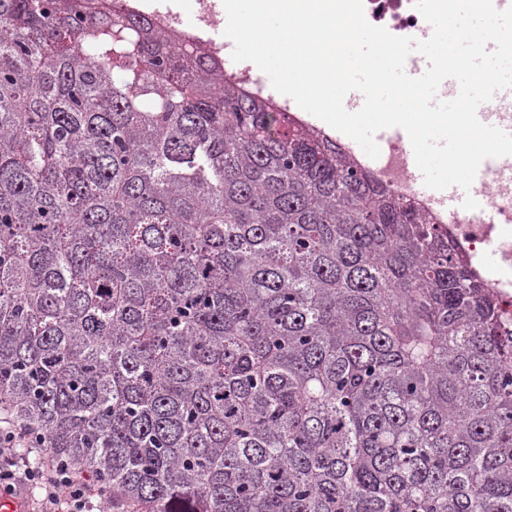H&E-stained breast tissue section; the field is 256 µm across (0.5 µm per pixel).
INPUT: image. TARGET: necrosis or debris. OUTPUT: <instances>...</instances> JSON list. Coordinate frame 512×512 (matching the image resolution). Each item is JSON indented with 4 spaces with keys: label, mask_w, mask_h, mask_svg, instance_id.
<instances>
[{
    "label": "necrosis or debris",
    "mask_w": 512,
    "mask_h": 512,
    "mask_svg": "<svg viewBox=\"0 0 512 512\" xmlns=\"http://www.w3.org/2000/svg\"><path fill=\"white\" fill-rule=\"evenodd\" d=\"M363 7L369 23L394 35L424 41L432 34L415 0H363ZM151 18L169 33L185 35L194 30L206 34L205 44L212 54L224 53L223 42L216 39L224 29V13L217 0H195L194 16L189 20L171 10L153 11ZM355 160L378 182L411 200L423 216L448 234L474 274L496 295L503 317L512 318V156L498 158L491 166L477 195L478 209L455 217L449 216L437 196L415 191L409 179L411 152L400 138L388 139L375 163H367L360 154ZM487 211L493 213V223H484Z\"/></svg>",
    "instance_id": "4bbe7bcc"
}]
</instances>
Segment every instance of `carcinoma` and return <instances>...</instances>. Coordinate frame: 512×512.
<instances>
[{
	"instance_id": "1",
	"label": "carcinoma",
	"mask_w": 512,
	"mask_h": 512,
	"mask_svg": "<svg viewBox=\"0 0 512 512\" xmlns=\"http://www.w3.org/2000/svg\"><path fill=\"white\" fill-rule=\"evenodd\" d=\"M0 410L118 512H512L447 234L106 0H0Z\"/></svg>"
}]
</instances>
